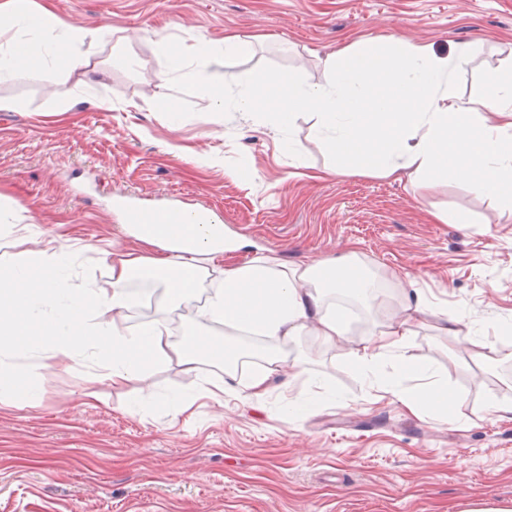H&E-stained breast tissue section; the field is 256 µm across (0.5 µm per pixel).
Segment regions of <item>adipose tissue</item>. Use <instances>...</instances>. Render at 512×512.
Masks as SVG:
<instances>
[{
    "mask_svg": "<svg viewBox=\"0 0 512 512\" xmlns=\"http://www.w3.org/2000/svg\"><path fill=\"white\" fill-rule=\"evenodd\" d=\"M0 30L10 35L0 44V83L23 69L50 79L61 68H83L89 63L86 44L104 37L100 30L78 35L62 30L23 0H11L8 11L0 14ZM158 47L166 67L163 83L207 89L214 111L237 112L269 129L290 157L303 153L290 131L297 109L305 107L315 116L312 139L331 150L337 169L354 165L364 174H408L432 181L455 171L466 174L478 194L512 204V67L492 72L478 94L462 98L455 72L471 57L470 43H457L446 55L403 40L382 51L346 46L327 57L329 79L322 84L275 73L259 83L230 85L208 69L219 50L209 42H199L190 60L167 42ZM192 230L184 242L167 224L134 237L112 255L108 292L79 280L72 255L58 249L5 261L1 266L6 273L0 277V390L15 404L37 405L41 391L31 365L44 360L81 358L115 388L171 363L193 373L206 360L225 367V377L202 380L197 393L220 397L229 389L261 407L271 376L287 362L299 336L311 332L332 347L345 335L336 296L363 304L376 298L375 278L357 272L355 263L320 260L291 266L266 251L228 264L210 225L196 224ZM146 268L160 274L151 286L163 307L152 320L128 328L124 322L136 306L130 287ZM204 283L210 295L191 315L197 330L190 344L174 342L170 309L188 301L191 286ZM397 286L400 315L361 338L351 362L382 396L409 414L448 416L447 380L410 355L416 326L437 316L447 335L467 337L504 363L512 361V347L489 341L484 325L468 317L433 312L413 279L398 278ZM215 326L223 327V342L209 336ZM240 336L260 342L254 369L241 376L226 366L237 355ZM408 376L417 382L410 390L401 385ZM197 393L173 394L159 404L188 415Z\"/></svg>",
    "mask_w": 512,
    "mask_h": 512,
    "instance_id": "adipose-tissue-1",
    "label": "adipose tissue"
}]
</instances>
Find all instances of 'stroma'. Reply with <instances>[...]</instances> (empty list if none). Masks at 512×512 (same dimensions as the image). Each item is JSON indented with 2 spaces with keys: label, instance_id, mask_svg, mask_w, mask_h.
<instances>
[{
  "label": "stroma",
  "instance_id": "35a3bbf8",
  "mask_svg": "<svg viewBox=\"0 0 512 512\" xmlns=\"http://www.w3.org/2000/svg\"><path fill=\"white\" fill-rule=\"evenodd\" d=\"M63 27L102 28L86 69L52 81L20 71L0 83V212L25 225L6 252L53 247L80 256V270L108 291L107 261L93 246L120 250L126 233L112 198L207 206L235 230L228 260L275 252L288 265L342 260L357 252L381 271L408 275L428 304L489 328L512 327V206L473 191L452 174L431 183L333 171L325 145L310 141L311 112L290 160L276 136L213 111L202 89L173 88L182 114L172 125L159 102L164 61L158 40L192 56L198 39H252L247 53L217 54L221 75L261 81L272 72L325 83L337 48L392 39L449 52L465 40L474 56L455 73L470 96L505 65L512 0H30ZM336 347L299 338L302 367L272 375L264 410L232 392L199 397L192 416L145 406L140 396L192 391L200 364L156 368L122 389L72 361L34 372L35 406L0 393V512H470L512 508V420L488 402L512 404V364L482 356L427 319L411 351L448 381L457 419L413 416L379 396L350 362L373 330L346 306ZM327 388L319 393L314 381ZM308 399L294 416L289 400Z\"/></svg>",
  "mask_w": 512,
  "mask_h": 512
}]
</instances>
